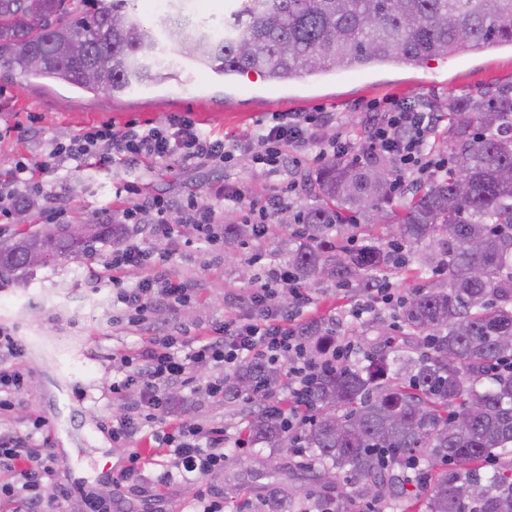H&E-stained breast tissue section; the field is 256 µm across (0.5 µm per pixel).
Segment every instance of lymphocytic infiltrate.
<instances>
[{
	"label": "lymphocytic infiltrate",
	"mask_w": 512,
	"mask_h": 512,
	"mask_svg": "<svg viewBox=\"0 0 512 512\" xmlns=\"http://www.w3.org/2000/svg\"><path fill=\"white\" fill-rule=\"evenodd\" d=\"M373 114L371 153L389 158L395 182L406 183L410 178H432L448 167L445 156L435 153L430 140L436 127L433 113L422 112L394 101L374 102L369 106ZM327 118L310 112H280L271 124L252 133L251 138L261 146L255 160L268 167L270 172L281 173L287 169L291 150L310 145L323 148V139L316 129ZM331 146L334 154H349L351 141L336 138ZM237 143L215 137L197 127L195 121L185 116L173 117L163 129L128 124L121 133H113L104 126L86 132L69 144H56L40 170L47 171L61 161L98 159L111 164L131 157L167 158L175 154L199 164L229 162ZM34 170L23 162H16L5 178L0 179V218H11L20 204L19 187L32 190L39 184ZM269 288L253 298L255 312L248 317L225 319L213 328L211 335L197 337L192 342L166 335L149 337L136 353L121 358L123 375L113 380L111 390L119 394L130 386L140 388V396L129 412L113 426V441L128 442L140 435L144 428H151V437L161 445L165 454L173 456L176 466L164 469L152 482H145L144 472L149 458L131 452L128 464L119 478L113 479L110 495H85L81 498L80 512H112L120 504L127 490L151 485L154 490L168 488L175 482L197 484L205 478L223 471L224 447L233 444L243 449L244 439H228L218 429L204 430L201 426L174 420L162 426L169 399L168 389L188 387L194 367L207 363H222L231 367L245 358L261 357L277 361L281 354L291 356L290 373L294 378L292 395L302 399L312 379L327 366L301 344L297 343L290 317L284 316L273 301L272 284L288 281L284 267L276 266L267 272ZM194 286L188 282L172 283L164 278L141 279L135 287L117 292L114 302L120 312L129 314L132 322H142L145 312L184 302L190 299ZM24 347L14 335L0 327V414L11 412L18 395L27 384V375L15 361L23 357ZM60 463L53 449L45 447L33 432L14 431L0 434V472L9 474V481L0 482V512L12 503H21L23 512H47L43 491L55 486L58 497L69 498L70 488L58 484Z\"/></svg>",
	"instance_id": "obj_1"
}]
</instances>
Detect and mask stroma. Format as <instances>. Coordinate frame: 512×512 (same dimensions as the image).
Masks as SVG:
<instances>
[{"instance_id": "obj_1", "label": "stroma", "mask_w": 512, "mask_h": 512, "mask_svg": "<svg viewBox=\"0 0 512 512\" xmlns=\"http://www.w3.org/2000/svg\"><path fill=\"white\" fill-rule=\"evenodd\" d=\"M511 81L512 46L484 53L463 51L415 69L339 71L291 83L244 76L239 84L227 87L211 71L198 69L117 99L19 73L0 74V176L14 162L33 165L45 160L53 146L69 143L92 127L108 125L120 132L132 121L161 127L175 115L191 117L216 136L243 138L270 123L278 112H332L336 122L324 129V140L340 136L364 146L372 134L365 110L372 100H408L444 116L452 99ZM251 155L250 149L238 150L226 167L175 157L155 164L142 158L110 165L68 160L41 176L42 189L30 196L22 220L0 223L2 247L22 234L50 227L49 211L54 207L63 209L62 223L92 224L101 214L115 216L132 204V196L123 192L130 184L141 196L167 200L178 221L173 235L161 239L153 232L151 217L138 216L136 223L127 225L121 242L166 252L168 278L195 285L188 301L133 324L113 309L112 295L115 289L152 276L156 268L145 263L113 270L118 244L112 241L94 242L86 255L63 257L49 266L0 271V327L10 328L23 344L19 365L28 376L21 401L11 413L0 415V431L29 428L43 419L41 431L59 459V482L106 495L111 486L103 474L105 465L120 468L135 448L143 456L153 455L148 439L125 445L112 440L113 424L138 397L133 387L121 395L110 390L120 368L119 355L134 353L147 337L158 333L191 341L225 318L252 315V297L265 279L262 265L251 264V256L261 255L262 264H285L280 242L292 228L278 219L269 220L262 238L244 245L224 242L225 225L244 221L239 210L226 208L224 197L238 191L245 202L264 206L280 195L283 179L302 181L321 160L315 150H299L294 169L282 177L255 164ZM190 198L214 211L212 235L180 221V206ZM93 269L99 271V278H90ZM304 292L309 301L301 305L293 289L281 285L277 307L295 312L300 324L325 321L337 339L353 341L360 354L369 350L374 322L392 323L396 313L394 307L380 304L363 318H353L350 309L361 302V294L326 281L309 284ZM231 375L220 366L195 369L193 385L170 389L168 418L221 428L229 436L245 435L242 405L225 403L208 392L209 382ZM319 473L313 455L295 456L287 445L252 444L244 452H228L223 471L207 482L223 493L226 512H263L271 499L283 500L286 512H311L322 497L348 502L350 512H392L378 502L347 501L351 471H342L331 483Z\"/></svg>"}]
</instances>
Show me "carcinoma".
<instances>
[{
	"label": "carcinoma",
	"mask_w": 512,
	"mask_h": 512,
	"mask_svg": "<svg viewBox=\"0 0 512 512\" xmlns=\"http://www.w3.org/2000/svg\"><path fill=\"white\" fill-rule=\"evenodd\" d=\"M24 2L0 0V67L97 93L84 78L93 64L112 98L176 78L185 61L224 77L256 72L287 82L512 45V0H236L220 24L184 13V0H166L146 21L131 10L133 0H41L36 16ZM34 52L44 58L36 69ZM445 137L448 170L407 188L409 198L397 192L391 162L371 155L334 157L310 180L317 203L293 216L297 231L281 243L294 281L374 292L384 287L378 273L406 266L425 242L423 265L444 278L401 304L404 334L394 356L379 321L366 361L312 382L300 439L325 472L350 467L352 498H368L373 484L387 487L397 505L416 497L395 469L423 452L452 466L426 490L425 512H512V369L500 368L512 358V82L450 102ZM359 224L367 237L356 244L345 231ZM376 227L387 243L374 240ZM87 228L85 241L75 242L58 226L59 250L44 264L124 233L110 215ZM38 236L0 250V270L30 267L26 253ZM253 237L250 224L224 225L231 243ZM295 335L320 359L336 344L320 322ZM281 377L257 358L224 382L226 404L252 394L253 444L291 441L287 416H271L256 400Z\"/></svg>",
	"instance_id": "cac0c4a2"
}]
</instances>
